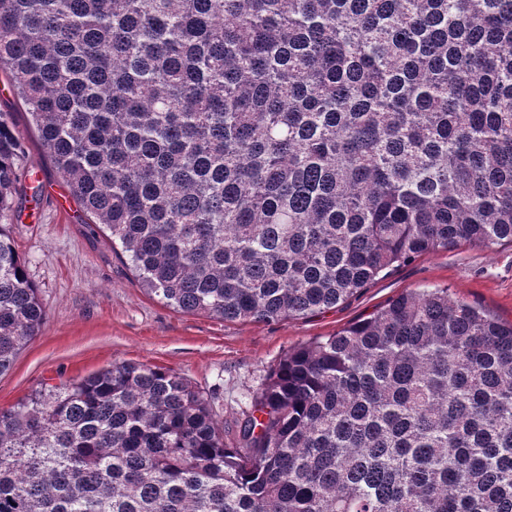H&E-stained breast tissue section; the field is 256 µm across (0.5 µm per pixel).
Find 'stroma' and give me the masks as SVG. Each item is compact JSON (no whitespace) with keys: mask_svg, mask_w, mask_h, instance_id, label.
<instances>
[{"mask_svg":"<svg viewBox=\"0 0 512 512\" xmlns=\"http://www.w3.org/2000/svg\"><path fill=\"white\" fill-rule=\"evenodd\" d=\"M26 146L21 190L1 221L39 292L47 321L0 376V409L40 383L78 380L115 362L173 371L208 398L225 428L253 410L255 394L295 347L332 335L397 296L445 287L457 298L512 320V246L461 245L417 256L325 312L275 323L224 320L174 310L149 294L112 250L47 157L27 108L0 70V113Z\"/></svg>","mask_w":512,"mask_h":512,"instance_id":"35a3bbf8","label":"stroma"}]
</instances>
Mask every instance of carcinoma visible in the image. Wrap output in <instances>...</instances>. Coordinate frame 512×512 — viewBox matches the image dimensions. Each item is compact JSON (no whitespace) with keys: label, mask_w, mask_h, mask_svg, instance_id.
Returning <instances> with one entry per match:
<instances>
[{"label":"carcinoma","mask_w":512,"mask_h":512,"mask_svg":"<svg viewBox=\"0 0 512 512\" xmlns=\"http://www.w3.org/2000/svg\"><path fill=\"white\" fill-rule=\"evenodd\" d=\"M45 153L182 312L315 314L512 244V0H0ZM20 136L0 113V212ZM46 323L0 224V376ZM0 512H512V323L409 292L288 352L235 446L121 362L0 410Z\"/></svg>","instance_id":"1"}]
</instances>
